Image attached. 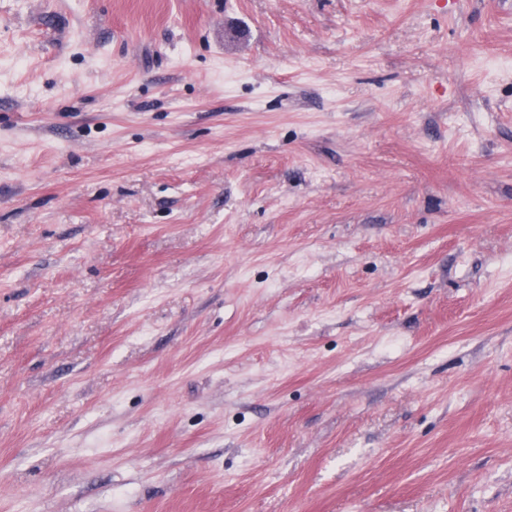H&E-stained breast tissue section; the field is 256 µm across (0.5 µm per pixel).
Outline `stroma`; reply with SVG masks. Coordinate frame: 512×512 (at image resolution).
<instances>
[{
	"mask_svg": "<svg viewBox=\"0 0 512 512\" xmlns=\"http://www.w3.org/2000/svg\"><path fill=\"white\" fill-rule=\"evenodd\" d=\"M512 0H0V512H512Z\"/></svg>",
	"mask_w": 512,
	"mask_h": 512,
	"instance_id": "35a3bbf8",
	"label": "stroma"
}]
</instances>
